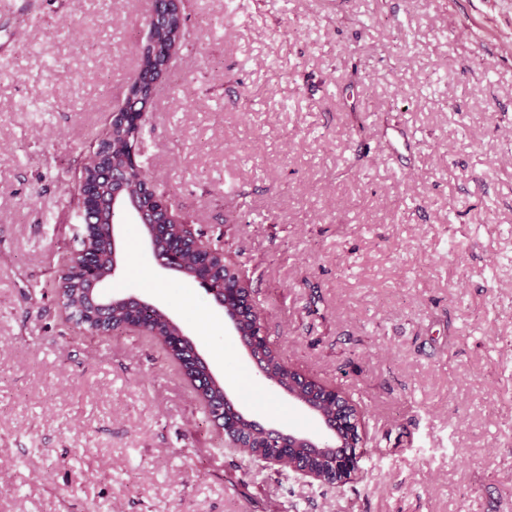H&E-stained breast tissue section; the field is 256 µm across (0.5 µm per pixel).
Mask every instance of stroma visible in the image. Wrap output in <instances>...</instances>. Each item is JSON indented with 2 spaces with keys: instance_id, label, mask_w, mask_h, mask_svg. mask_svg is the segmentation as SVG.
<instances>
[{
  "instance_id": "stroma-1",
  "label": "stroma",
  "mask_w": 512,
  "mask_h": 512,
  "mask_svg": "<svg viewBox=\"0 0 512 512\" xmlns=\"http://www.w3.org/2000/svg\"><path fill=\"white\" fill-rule=\"evenodd\" d=\"M141 159L246 275L281 359L362 411L342 486L227 448L161 343L76 334L68 189L153 0H0V512H512V0H181ZM257 422L324 434L120 216Z\"/></svg>"
}]
</instances>
